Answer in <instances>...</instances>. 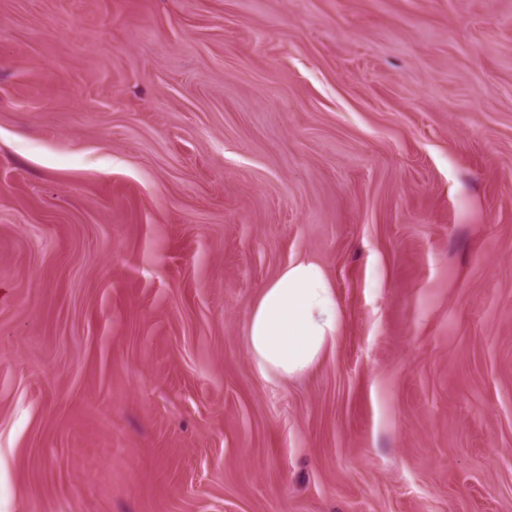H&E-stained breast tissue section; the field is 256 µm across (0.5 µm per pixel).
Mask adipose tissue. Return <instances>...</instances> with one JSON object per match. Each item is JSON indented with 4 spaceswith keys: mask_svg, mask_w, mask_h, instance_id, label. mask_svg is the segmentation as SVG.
<instances>
[{
    "mask_svg": "<svg viewBox=\"0 0 512 512\" xmlns=\"http://www.w3.org/2000/svg\"><path fill=\"white\" fill-rule=\"evenodd\" d=\"M340 323L336 292L323 266L302 259L261 288L245 342L263 378L285 380L321 359L335 342Z\"/></svg>",
    "mask_w": 512,
    "mask_h": 512,
    "instance_id": "obj_1",
    "label": "adipose tissue"
}]
</instances>
